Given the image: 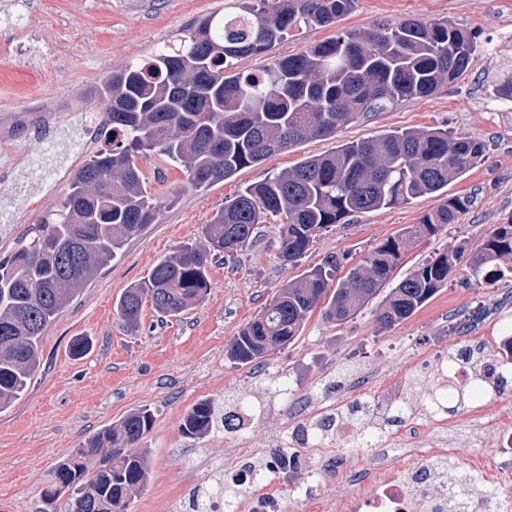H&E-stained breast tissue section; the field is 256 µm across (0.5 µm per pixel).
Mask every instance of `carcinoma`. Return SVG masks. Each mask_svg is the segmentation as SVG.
<instances>
[{"mask_svg": "<svg viewBox=\"0 0 512 512\" xmlns=\"http://www.w3.org/2000/svg\"><path fill=\"white\" fill-rule=\"evenodd\" d=\"M354 0H240L238 12L212 14L141 62H129L106 82L112 104L104 124L112 148L82 162L69 191L48 222L9 257L0 259V412L15 403L41 365L47 326L115 260L129 239L157 220L159 206L136 159L159 150L185 173L192 188L223 182L242 168L312 137L333 136L359 119L395 104L430 95L455 81L477 59L473 35L448 22L405 19L368 31L345 30L257 73L237 70L243 57L266 54L293 31L330 27ZM484 155L483 144L446 129L401 128L339 145L336 152L247 186L205 225L203 241L157 261L148 279L128 288L117 310L131 328L144 304L178 316L199 304L209 288L213 256L247 247L258 225L279 220V251L298 261L318 232L357 213L390 208L424 195L444 201L393 238L375 246L345 277L330 257L286 283L240 330L226 351L231 362L259 366L274 349L288 347L320 303L331 322L348 319L392 279L405 254L426 236L454 223L474 195H446ZM496 280L512 275V218L480 244L460 242L407 273L388 293L377 321L394 326L409 318L448 284L457 264ZM482 346L463 345L448 354V367L481 360ZM497 356L504 368L493 387L503 390L512 367V337ZM448 380L446 407L437 399L442 382L421 411L454 413L475 401L474 386ZM407 402L382 408L373 400L350 405L365 420L383 411L397 421ZM236 416L212 400L192 406L181 434L200 439L217 428L238 431ZM154 423L150 409L130 411L88 437L53 469L44 498L54 512H127L132 495L151 473L148 449L138 447ZM433 470L456 474L460 487L492 499L455 460L437 459ZM65 500L64 507L56 506Z\"/></svg>", "mask_w": 512, "mask_h": 512, "instance_id": "1", "label": "carcinoma"}]
</instances>
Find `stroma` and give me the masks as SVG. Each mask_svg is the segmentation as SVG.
Returning <instances> with one entry per match:
<instances>
[{"mask_svg":"<svg viewBox=\"0 0 512 512\" xmlns=\"http://www.w3.org/2000/svg\"><path fill=\"white\" fill-rule=\"evenodd\" d=\"M230 0H0V118L38 112L54 119L55 138L21 134V153L0 158V210L12 227L0 225V255H10L29 229L49 217L68 191L55 182L46 159L63 163L82 150L70 132L65 100L86 112L104 113L101 88L112 70L149 55L161 42L229 6ZM403 19L445 20L474 34L478 58L453 83L433 95L400 102L375 117L343 127L332 137L306 139L273 154L232 179L194 189L182 170L155 151L139 159L160 211L155 224L129 240L121 256L100 271L88 288L58 315L42 338V365L21 398L0 413V512H43L42 491L50 472L84 439L118 422L131 410L149 407L154 423L142 440L152 461L148 486L132 498L129 512H154L176 496L190 512L194 492L208 485L211 463L237 470L276 447L287 424L313 421L312 395L352 403L374 396L390 404L389 388L402 386L419 403L433 368L465 344L481 343L486 354L512 336V278L495 281L457 266L441 288L411 317L388 329L376 316L380 300L342 322L326 321L314 310L300 336L274 352L267 366L231 363L225 351L234 336L287 281L339 257L341 271L441 203L423 196L408 203L360 213L320 232L298 263H283L275 224H262L244 251L213 257L209 293L203 303L178 317L145 308L140 326L128 329L116 302L131 285L147 278L161 257L199 241L225 201L305 158L335 151L342 143L406 127L448 129L484 145L482 160L448 187L472 193L476 202L452 224L427 236L396 270L403 277L419 262L460 240L479 244L495 225L512 217V100L496 94L502 69L512 68V0H355L335 28L307 27L273 46L268 55L246 57L238 70L253 72L271 58L305 50L337 30L366 31ZM88 336L93 349L71 357L73 338ZM214 400L223 410L250 418L244 434L222 431L193 441L180 433L184 415L198 401ZM450 433L455 459L484 470L502 464L512 434V383L489 403L473 402L453 415ZM386 448L355 451L345 438L311 453L307 463L282 480L284 512H309L300 491L317 484L324 494H350L356 472L379 464L402 465Z\"/></svg>","mask_w":512,"mask_h":512,"instance_id":"1","label":"stroma"}]
</instances>
